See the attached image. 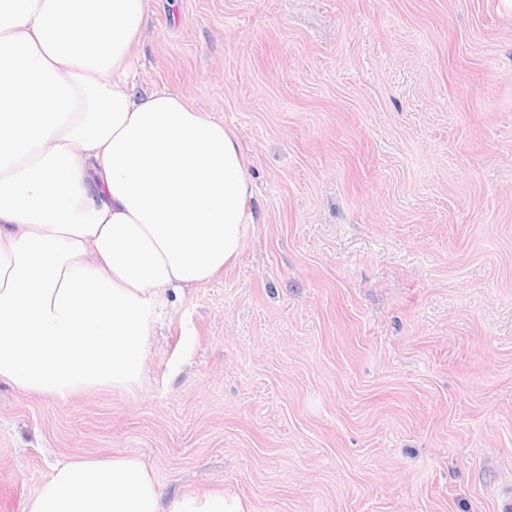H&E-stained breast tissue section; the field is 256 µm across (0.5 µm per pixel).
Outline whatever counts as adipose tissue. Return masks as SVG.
Instances as JSON below:
<instances>
[{"label": "adipose tissue", "mask_w": 512, "mask_h": 512, "mask_svg": "<svg viewBox=\"0 0 512 512\" xmlns=\"http://www.w3.org/2000/svg\"><path fill=\"white\" fill-rule=\"evenodd\" d=\"M148 0H0V385L56 400L145 380L171 297L238 258L254 193L235 134L138 91ZM25 512H246L163 502L134 454L71 459Z\"/></svg>", "instance_id": "1"}]
</instances>
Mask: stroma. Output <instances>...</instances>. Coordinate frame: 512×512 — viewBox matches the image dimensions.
<instances>
[{"label": "stroma", "instance_id": "1", "mask_svg": "<svg viewBox=\"0 0 512 512\" xmlns=\"http://www.w3.org/2000/svg\"><path fill=\"white\" fill-rule=\"evenodd\" d=\"M140 90L223 121L255 185L146 380L0 386V512L136 454L165 499L499 512L512 484V16L497 0H149Z\"/></svg>", "mask_w": 512, "mask_h": 512}]
</instances>
